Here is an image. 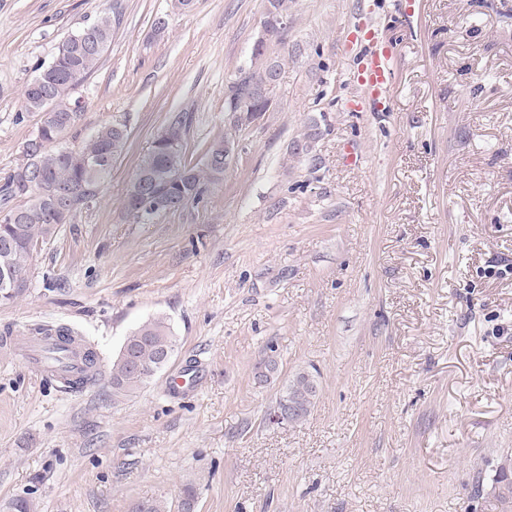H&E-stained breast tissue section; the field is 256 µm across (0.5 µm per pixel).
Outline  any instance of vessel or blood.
<instances>
[{
    "instance_id": "vessel-or-blood-1",
    "label": "vessel or blood",
    "mask_w": 512,
    "mask_h": 512,
    "mask_svg": "<svg viewBox=\"0 0 512 512\" xmlns=\"http://www.w3.org/2000/svg\"><path fill=\"white\" fill-rule=\"evenodd\" d=\"M393 79L394 64L391 50L379 39L374 28H367L353 71V80L370 111H388L391 101L389 91ZM56 357L61 359L63 368H71L74 364L71 355L59 352L51 341L46 342L43 349L38 350L31 362L36 370L42 371L46 368L47 359Z\"/></svg>"
}]
</instances>
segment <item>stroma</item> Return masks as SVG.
Here are the masks:
<instances>
[{"mask_svg": "<svg viewBox=\"0 0 512 512\" xmlns=\"http://www.w3.org/2000/svg\"><path fill=\"white\" fill-rule=\"evenodd\" d=\"M359 2L291 0L269 33L266 0H0V181L40 120L26 87L106 11L120 23L66 144L105 124L129 133L96 199L0 304V336L69 330L100 371L72 388L0 354V512L19 495L33 512H134L188 485L194 512H503L512 0H374L389 112L360 109ZM269 63L268 112L226 111ZM185 112L192 163L221 141L229 166L201 202L134 223L136 166ZM158 315L173 358L113 399V358ZM300 372L314 408L271 423Z\"/></svg>", "mask_w": 512, "mask_h": 512, "instance_id": "1", "label": "stroma"}]
</instances>
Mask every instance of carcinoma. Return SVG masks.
I'll return each instance as SVG.
<instances>
[{
  "label": "carcinoma",
  "mask_w": 512,
  "mask_h": 512,
  "mask_svg": "<svg viewBox=\"0 0 512 512\" xmlns=\"http://www.w3.org/2000/svg\"><path fill=\"white\" fill-rule=\"evenodd\" d=\"M272 19L267 29L281 28L279 19L288 16V0H267ZM89 44L79 43L80 33L68 37L58 47L53 60L39 77L42 83H30L25 92V107L29 112H42L43 100L54 102L53 119L37 126L35 134L23 146V162L0 185V205L4 213L16 215L13 220L0 219V281L12 273H27L39 244L51 239L60 223L53 201L68 208V215L86 208L98 195L105 179L112 171V161L119 158L128 142L127 129L118 124L100 127L77 148L62 145L70 129L80 118L82 106L75 97L78 86L89 77L103 52L100 44L109 48L112 43L111 14L104 12L87 26ZM279 74V65L270 63L259 72H253L238 86L228 102V111L238 110L242 101L248 109L266 112L270 106L268 86ZM188 117L171 123L152 142L139 160L126 196L127 212L138 223H149L164 212L155 200H161L171 211L197 202L207 183L221 180L226 166L215 165L212 157L224 155V144L216 143L205 152V168L200 169L187 159L183 137ZM39 173L45 185L53 188V195L44 197L25 177V170ZM25 197L27 201L14 205L12 201ZM125 343L135 348L139 367L116 357L109 371L112 398H124L144 386L151 375V365L166 346L175 345V339L166 319L157 317L134 330ZM83 366L79 376L71 381L77 386L98 374L93 352L82 354ZM317 384L306 373L297 374L289 381L285 394L300 404L302 412L293 421L300 422L316 403Z\"/></svg>",
  "instance_id": "1"
}]
</instances>
